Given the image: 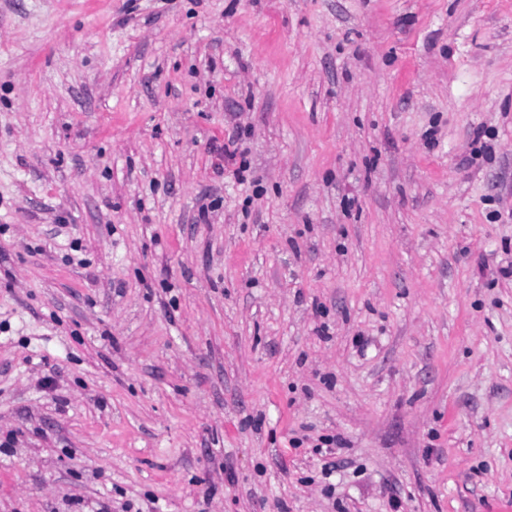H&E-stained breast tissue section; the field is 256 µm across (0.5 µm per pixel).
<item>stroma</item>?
Masks as SVG:
<instances>
[{
	"label": "stroma",
	"instance_id": "1",
	"mask_svg": "<svg viewBox=\"0 0 512 512\" xmlns=\"http://www.w3.org/2000/svg\"><path fill=\"white\" fill-rule=\"evenodd\" d=\"M0 512H512V0H0Z\"/></svg>",
	"mask_w": 512,
	"mask_h": 512
}]
</instances>
